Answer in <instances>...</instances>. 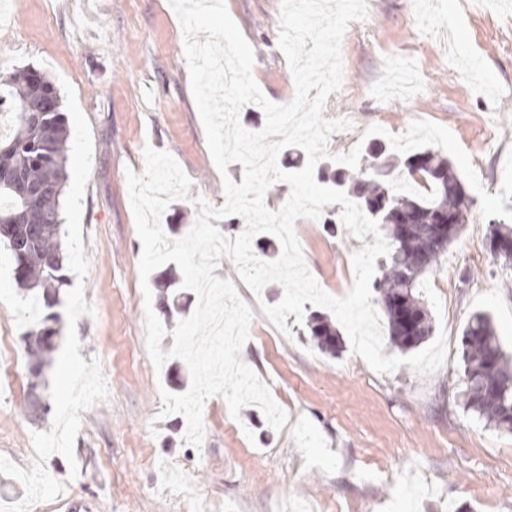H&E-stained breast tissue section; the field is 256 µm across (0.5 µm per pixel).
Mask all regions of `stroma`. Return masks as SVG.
Here are the masks:
<instances>
[{"label": "stroma", "instance_id": "stroma-1", "mask_svg": "<svg viewBox=\"0 0 512 512\" xmlns=\"http://www.w3.org/2000/svg\"><path fill=\"white\" fill-rule=\"evenodd\" d=\"M254 51L252 76L272 102L289 103L295 85L274 40L280 0H225ZM365 19L350 22L341 40L342 85L323 109L349 121L331 135L329 151L350 152L372 125L393 134L422 119L448 129L469 154L484 191L496 194L512 149V0H367ZM24 30L16 40L15 30ZM23 69L43 73L54 88L70 84L87 118L92 167L81 209L85 278L94 316L75 331L85 361L99 360L109 396L82 411L74 441L77 477L59 454L39 459L32 436L50 431L52 415H25L29 372L26 299L14 260L0 241V323L19 320V363L13 388L0 386V455L21 469L43 463L64 490L30 512H277L283 501L307 500L312 512L338 505L345 512H512V435L498 432L463 407L461 333L471 314H490L512 352V270L486 246L489 221L473 188L468 220L442 262L451 285L426 275L422 292L434 328L443 329L447 356L430 375L409 365L375 372L354 355L347 333L338 350L321 351L304 323L288 315L282 334L261 303L281 300L271 283L261 296L221 258L216 277L233 282L251 307L258 336L240 357L286 411L282 430L261 410L232 417L221 397L203 407L204 440L187 445L183 416H162L161 391L186 392L187 364L178 358L154 368L146 349L142 244L131 211L127 171L142 173L144 147L169 152L191 181L189 197L169 204L161 222L192 228L194 197L222 206V179L210 155L193 100L184 40L169 0H0V76ZM495 128L485 144L481 130ZM305 264L321 288L342 297L352 287L351 260L363 240L342 227L297 219ZM140 364L130 368L127 347Z\"/></svg>", "mask_w": 512, "mask_h": 512}]
</instances>
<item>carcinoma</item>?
<instances>
[{"label":"carcinoma","mask_w":512,"mask_h":512,"mask_svg":"<svg viewBox=\"0 0 512 512\" xmlns=\"http://www.w3.org/2000/svg\"><path fill=\"white\" fill-rule=\"evenodd\" d=\"M15 113L9 137H0V237L11 251L18 287L42 303V327L27 334L30 372L26 414L40 420L48 412L45 380L57 349L60 314L54 311L65 267L61 246V198L67 181L69 133L59 112L54 86L43 76L22 72L0 82V102ZM318 178L333 183L382 224L391 241L382 275L376 283L377 303L387 320L390 343L406 352L433 333L431 313L421 282L435 270L448 244L466 223L470 205L459 175L440 152L427 148L397 161L383 142L365 150V163L318 169ZM411 236L404 239L403 226ZM489 248L512 270V225H489ZM176 273H169L159 305L167 318L181 314ZM415 316L406 324L402 311ZM310 336L324 351H336L338 331L325 316L308 324ZM464 408L493 428L512 434V358L503 351L491 318L476 312L462 331Z\"/></svg>","instance_id":"1"}]
</instances>
